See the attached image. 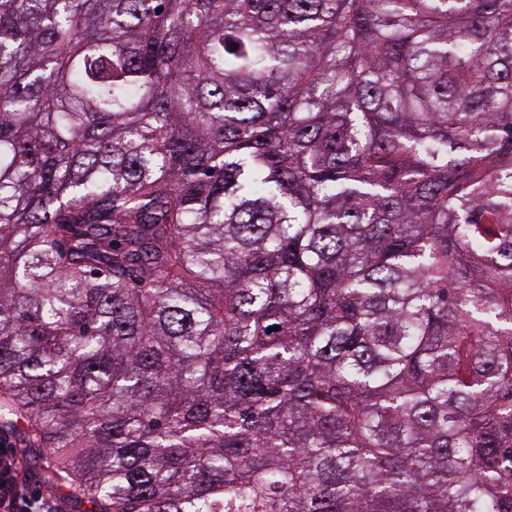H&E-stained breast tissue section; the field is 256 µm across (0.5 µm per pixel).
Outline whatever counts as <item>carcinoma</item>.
Instances as JSON below:
<instances>
[{"instance_id": "cac0c4a2", "label": "carcinoma", "mask_w": 512, "mask_h": 512, "mask_svg": "<svg viewBox=\"0 0 512 512\" xmlns=\"http://www.w3.org/2000/svg\"><path fill=\"white\" fill-rule=\"evenodd\" d=\"M2 433L84 512H512V0H0Z\"/></svg>"}]
</instances>
